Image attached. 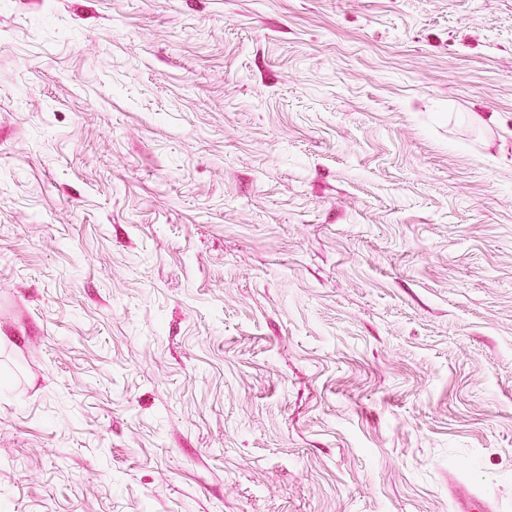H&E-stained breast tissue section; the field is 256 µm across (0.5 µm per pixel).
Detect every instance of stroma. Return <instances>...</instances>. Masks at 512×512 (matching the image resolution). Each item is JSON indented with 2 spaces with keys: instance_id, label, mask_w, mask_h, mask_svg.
<instances>
[{
  "instance_id": "stroma-1",
  "label": "stroma",
  "mask_w": 512,
  "mask_h": 512,
  "mask_svg": "<svg viewBox=\"0 0 512 512\" xmlns=\"http://www.w3.org/2000/svg\"><path fill=\"white\" fill-rule=\"evenodd\" d=\"M512 512V0H0V512Z\"/></svg>"
}]
</instances>
